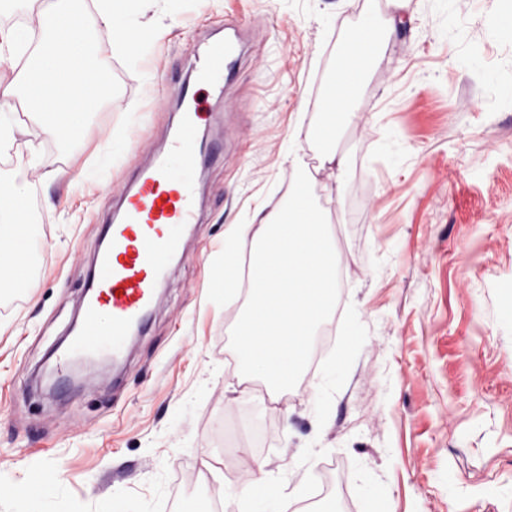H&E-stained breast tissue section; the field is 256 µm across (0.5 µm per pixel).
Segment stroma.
I'll return each mask as SVG.
<instances>
[{
    "instance_id": "stroma-1",
    "label": "stroma",
    "mask_w": 512,
    "mask_h": 512,
    "mask_svg": "<svg viewBox=\"0 0 512 512\" xmlns=\"http://www.w3.org/2000/svg\"><path fill=\"white\" fill-rule=\"evenodd\" d=\"M426 3L202 0L191 24L169 29L147 64L174 75L209 33L252 22L223 98H202L224 140L201 165L200 222L168 266L121 384L107 364L49 390L35 376L78 314L114 193L163 149L176 117L171 100L135 111L154 91L114 56L85 0L111 119H91L52 164L34 169L28 145L44 131L20 94L22 134L0 152V169L27 180L37 214L27 229L45 243L26 284L0 292V467L24 481L46 468L69 488L64 499L33 497L30 512H131L146 501L161 512H216L224 490L271 475L288 480L285 512H512V306L501 302L512 285V103L484 97L491 77L512 81V0H474L453 43ZM366 12L400 25L360 85L339 144L352 220L319 192L353 269L343 308L363 311L365 337L320 421L307 409L308 379L276 393L241 374L224 330L245 303L213 308L208 289L226 227L249 219L256 202L270 211L283 203L291 174L283 140L323 123L339 48ZM123 118L131 143L109 187L70 195L71 179ZM386 124L407 155L398 168L373 162ZM494 136L501 149L491 156ZM247 383L261 415L245 453L218 425L237 417L227 403ZM200 388L208 397L191 427L201 445L173 447L171 418ZM367 480L383 484L386 500L364 498Z\"/></svg>"
}]
</instances>
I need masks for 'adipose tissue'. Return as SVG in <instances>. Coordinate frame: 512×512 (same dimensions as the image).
I'll use <instances>...</instances> for the list:
<instances>
[{"label": "adipose tissue", "mask_w": 512, "mask_h": 512, "mask_svg": "<svg viewBox=\"0 0 512 512\" xmlns=\"http://www.w3.org/2000/svg\"><path fill=\"white\" fill-rule=\"evenodd\" d=\"M82 0H52L49 20L44 25L43 49L30 65L39 77L36 92L41 99L49 132L43 144L33 147L39 162H47L55 144L79 138L81 123L92 116L105 91L99 87L77 89L68 78V68L84 73L97 68V49L89 37H79V29L87 21L81 7ZM96 14L109 29L112 51L126 58L132 52L154 53L162 42L167 23L186 24L200 10V0H93ZM162 17V24H142L145 11ZM29 0H0V53H17L25 49L29 37ZM363 39L362 56L345 60L339 70L336 87L327 97L328 122L313 130V137L325 144L322 167L336 185L337 199H344L346 191L342 175L347 168L344 153L336 149V133L347 124L351 105L363 74L390 36L373 14L363 15L356 26ZM129 147L123 127H113L94 160L69 184L71 192L84 195L106 183L112 172V162L125 155ZM27 193L22 177L13 171L0 169V245L10 244L20 234L21 224L15 204ZM63 498L68 491L56 475L48 471L35 472L27 489H20L12 474L0 470V512H25L27 492ZM225 512H283L280 486L256 480L248 488L226 496Z\"/></svg>", "instance_id": "obj_1"}]
</instances>
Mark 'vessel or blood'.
Masks as SVG:
<instances>
[{"label": "vessel or blood", "instance_id": "obj_1", "mask_svg": "<svg viewBox=\"0 0 512 512\" xmlns=\"http://www.w3.org/2000/svg\"><path fill=\"white\" fill-rule=\"evenodd\" d=\"M243 31V24H230L191 63L189 77L175 85L179 122L166 149L122 192L119 217L105 226L106 245L96 256L82 328L53 360L58 378L107 361L120 363L132 331L156 305L168 264L182 253L186 231L198 221V161L209 147L200 137V94L223 93L233 80L242 61Z\"/></svg>", "mask_w": 512, "mask_h": 512}]
</instances>
